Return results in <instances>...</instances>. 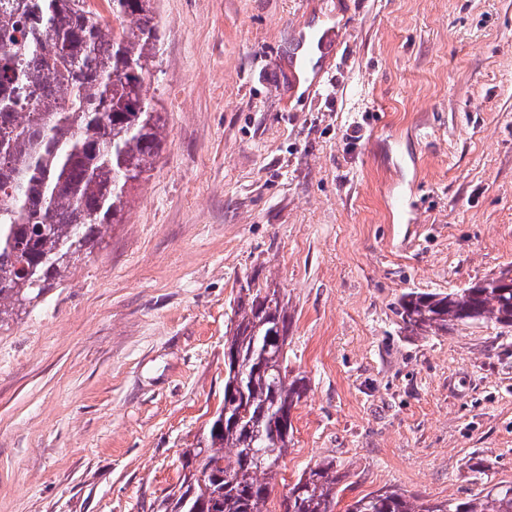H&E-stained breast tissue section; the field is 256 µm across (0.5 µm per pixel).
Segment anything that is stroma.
I'll list each match as a JSON object with an SVG mask.
<instances>
[{"label": "stroma", "instance_id": "stroma-1", "mask_svg": "<svg viewBox=\"0 0 512 512\" xmlns=\"http://www.w3.org/2000/svg\"><path fill=\"white\" fill-rule=\"evenodd\" d=\"M162 150L93 252L0 327V512H164L224 406L241 285L308 391L265 508L512 482V329H405L512 269V0H158ZM344 478L336 462L317 463L289 487L281 505L283 512H335L339 503L338 486Z\"/></svg>", "mask_w": 512, "mask_h": 512}]
</instances>
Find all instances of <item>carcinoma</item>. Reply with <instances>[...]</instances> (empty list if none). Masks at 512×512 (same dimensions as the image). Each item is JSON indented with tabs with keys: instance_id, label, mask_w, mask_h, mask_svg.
Returning a JSON list of instances; mask_svg holds the SVG:
<instances>
[{
	"instance_id": "carcinoma-1",
	"label": "carcinoma",
	"mask_w": 512,
	"mask_h": 512,
	"mask_svg": "<svg viewBox=\"0 0 512 512\" xmlns=\"http://www.w3.org/2000/svg\"><path fill=\"white\" fill-rule=\"evenodd\" d=\"M113 27L87 0H0V326L56 286L118 224L127 196L162 148V115L144 93L156 65L154 0H109ZM512 270L451 292L403 293L410 331L467 324L512 328ZM224 342L229 410L184 452L170 512H264L294 433L306 377L288 371L286 303L276 288H242ZM345 474L323 460L288 488L283 512H335ZM425 500L368 493L345 512H512V484Z\"/></svg>"
}]
</instances>
